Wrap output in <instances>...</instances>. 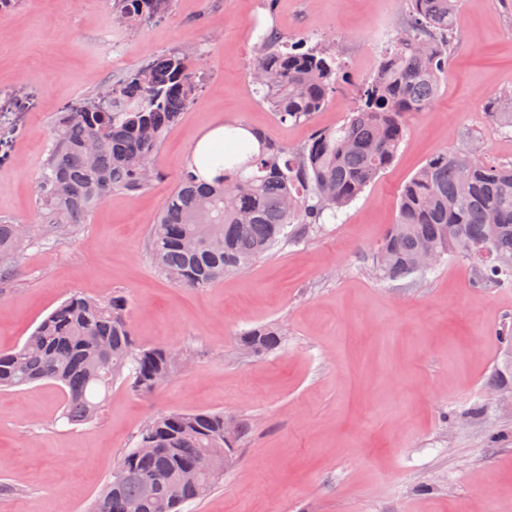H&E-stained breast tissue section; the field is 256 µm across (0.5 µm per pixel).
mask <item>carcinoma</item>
<instances>
[{
    "label": "carcinoma",
    "instance_id": "cac0c4a2",
    "mask_svg": "<svg viewBox=\"0 0 512 512\" xmlns=\"http://www.w3.org/2000/svg\"><path fill=\"white\" fill-rule=\"evenodd\" d=\"M113 19L132 27L166 14L173 0H108ZM459 0H403L406 26L355 88L338 128L319 129L298 146L258 132L259 148L227 128L224 171L211 182L192 173L188 156L176 189L149 233L156 267L182 288L202 289L248 269L273 249L318 228L357 199L394 162L407 123L428 110L448 77V55ZM345 66L335 54L274 32L259 36L252 84L280 124L310 121L336 92ZM203 72L173 51L125 75L119 84L79 100L54 122L40 172L36 209L41 229L0 217V281L14 272L33 242L51 245L86 223L114 193H138L157 177L156 156L180 110L192 105ZM500 128L512 127V100L487 107ZM429 249L440 265L450 256L472 265V284L512 285V165L488 166L475 154L443 149L399 194L397 217L375 248L383 280L423 273ZM122 294L98 300L75 293L21 345L0 349V388L53 382L64 394L61 417L94 422L112 384L149 394L177 371L178 353L137 344ZM282 330L267 324L240 336L255 355L277 350ZM245 433L222 412H165L142 428L97 497L93 512H181L224 481ZM158 483L143 497V481Z\"/></svg>",
    "mask_w": 512,
    "mask_h": 512
}]
</instances>
